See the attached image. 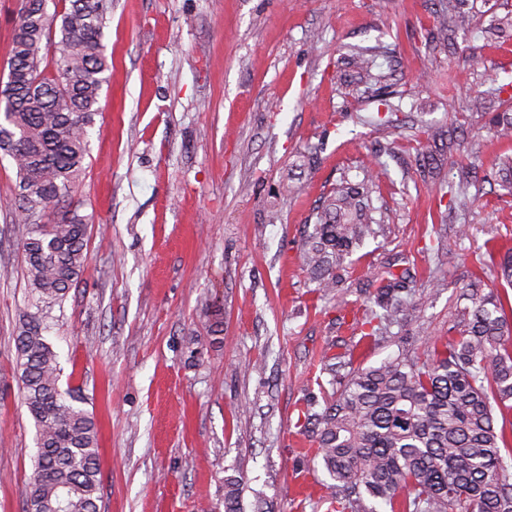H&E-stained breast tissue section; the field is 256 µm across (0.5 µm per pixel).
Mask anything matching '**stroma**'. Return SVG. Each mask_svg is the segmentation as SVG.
Returning a JSON list of instances; mask_svg holds the SVG:
<instances>
[{
  "label": "stroma",
  "mask_w": 512,
  "mask_h": 512,
  "mask_svg": "<svg viewBox=\"0 0 512 512\" xmlns=\"http://www.w3.org/2000/svg\"><path fill=\"white\" fill-rule=\"evenodd\" d=\"M494 2L469 0L472 27L451 51L427 41L430 0H110L109 80L76 193L88 267L46 331L62 386L79 389L97 424L100 512H224L228 478L242 512L260 500L268 512H330L329 475L297 424L331 379L325 363L422 351L447 335L471 281L512 298L485 247H512V199L497 185L512 141L485 127L502 106L448 111L512 58L486 32ZM354 46L378 53L389 125L349 90ZM428 122L454 128L460 164L476 166L466 207L423 180ZM379 145L391 154L371 195L377 236L322 298L299 258L305 225L341 181L369 178ZM16 191L0 159V512H23L37 452L16 363L25 228L1 206ZM464 224V256L433 253ZM405 255L418 301L362 340L363 282Z\"/></svg>",
  "instance_id": "1"
}]
</instances>
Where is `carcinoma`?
I'll return each mask as SVG.
<instances>
[{"label":"carcinoma","mask_w":512,"mask_h":512,"mask_svg":"<svg viewBox=\"0 0 512 512\" xmlns=\"http://www.w3.org/2000/svg\"><path fill=\"white\" fill-rule=\"evenodd\" d=\"M467 0H436L438 38L455 45L472 25ZM108 0H22L0 84V151L15 167L18 194L7 202L20 224L31 308L16 336L23 400L36 432L34 472L24 512H99L98 432L62 389V368L46 336L44 309L60 304L81 283L90 239L75 188L84 170L89 129L110 70L103 44ZM490 33L512 37V9L493 14ZM357 85L381 80L374 57L350 55ZM487 96L502 103L512 89L495 72ZM489 129L512 139V111L493 112ZM426 139L448 150L450 165L462 142L435 126ZM499 182L512 196V156L498 162ZM473 168L438 182L437 191L463 206ZM373 181L341 183L315 214L301 245L303 265L325 296L337 291L340 272L375 236L365 212ZM468 238L462 229L437 250L456 254ZM498 277L512 287V251L500 255ZM409 271L387 267L368 280L360 321L374 339L398 324L412 296ZM456 335L429 338L423 353H398L377 366L357 367L316 411L307 403L303 428L334 481L328 500L335 512H512V453L495 413L512 412V305L493 290L464 293ZM382 312H377L374 307ZM224 512H240V481L224 483Z\"/></svg>","instance_id":"1"}]
</instances>
